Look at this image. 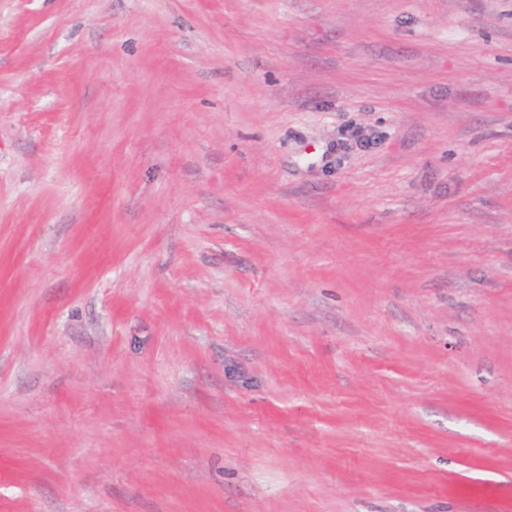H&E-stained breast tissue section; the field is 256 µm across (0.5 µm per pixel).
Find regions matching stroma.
Here are the masks:
<instances>
[{
  "instance_id": "stroma-1",
  "label": "stroma",
  "mask_w": 512,
  "mask_h": 512,
  "mask_svg": "<svg viewBox=\"0 0 512 512\" xmlns=\"http://www.w3.org/2000/svg\"><path fill=\"white\" fill-rule=\"evenodd\" d=\"M0 512H512V0H0Z\"/></svg>"
}]
</instances>
